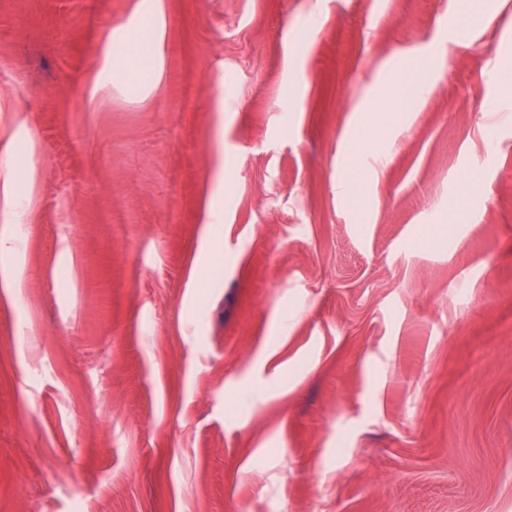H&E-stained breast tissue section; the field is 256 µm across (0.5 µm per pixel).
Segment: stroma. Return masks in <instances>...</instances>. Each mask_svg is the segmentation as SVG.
Masks as SVG:
<instances>
[{"mask_svg": "<svg viewBox=\"0 0 512 512\" xmlns=\"http://www.w3.org/2000/svg\"><path fill=\"white\" fill-rule=\"evenodd\" d=\"M491 2L456 36L461 0H165L140 94L97 57L135 0H0V512H512ZM412 58V109L358 113ZM22 179L16 157L7 151L1 155L0 164V201L4 211H7L17 223L23 219L24 213L17 204V187ZM20 259L17 241L8 235H0V281L4 288H15L13 270Z\"/></svg>", "mask_w": 512, "mask_h": 512, "instance_id": "1", "label": "stroma"}]
</instances>
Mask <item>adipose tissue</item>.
<instances>
[{"instance_id":"1","label":"adipose tissue","mask_w":512,"mask_h":512,"mask_svg":"<svg viewBox=\"0 0 512 512\" xmlns=\"http://www.w3.org/2000/svg\"><path fill=\"white\" fill-rule=\"evenodd\" d=\"M166 33L163 0H138L129 21L102 47L103 70L131 88L143 92L156 82L161 68L160 45Z\"/></svg>"}]
</instances>
